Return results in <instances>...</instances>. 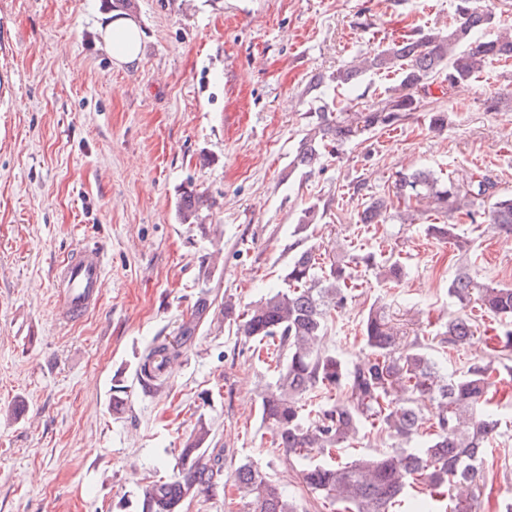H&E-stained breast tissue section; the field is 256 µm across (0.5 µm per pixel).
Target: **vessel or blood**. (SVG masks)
Listing matches in <instances>:
<instances>
[{"label": "vessel or blood", "mask_w": 512, "mask_h": 512, "mask_svg": "<svg viewBox=\"0 0 512 512\" xmlns=\"http://www.w3.org/2000/svg\"><path fill=\"white\" fill-rule=\"evenodd\" d=\"M105 272V254L100 246L85 242L75 247L56 272L60 291L59 311L73 321L95 308Z\"/></svg>", "instance_id": "vessel-or-blood-1"}]
</instances>
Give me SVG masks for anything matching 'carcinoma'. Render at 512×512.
Wrapping results in <instances>:
<instances>
[{
  "instance_id": "1",
  "label": "carcinoma",
  "mask_w": 512,
  "mask_h": 512,
  "mask_svg": "<svg viewBox=\"0 0 512 512\" xmlns=\"http://www.w3.org/2000/svg\"><path fill=\"white\" fill-rule=\"evenodd\" d=\"M492 14L456 0L452 21L445 31L428 29L415 38L394 42L366 57L359 65L338 69L329 78L317 75L312 88L330 82L344 94L368 71L393 74L398 85L387 90L379 103L360 111L319 112L313 132L302 139L293 166L311 169L319 146L337 150L371 131L397 128L420 111V92L426 80L439 77L440 92L449 95L494 63L512 60V32L482 40L475 34L492 24ZM494 184L473 175L465 188L443 181L429 171L402 176L396 197L404 201L413 220L412 204L420 215H440L443 224L426 225L427 234L450 239L457 250L471 251L469 239L455 232L453 219L467 210L471 199L489 198L483 223L512 235V193L492 194ZM208 207L204 194L188 186L178 202L182 224L202 223ZM393 201L374 197L357 212L360 229L368 231L390 216ZM319 211L304 210L296 232L309 240L316 234ZM379 271L387 284L404 276L400 260L353 247L342 255L322 256L313 246L293 251L283 278L284 286L247 306L240 314L237 333L244 341L274 348L273 379L260 392L258 413L270 430L272 443L286 459L303 463L301 484L312 495V512H478L484 487L483 466L489 445L503 425L502 402L496 400L492 362L478 361L467 370L447 373L429 354L428 344L407 336L382 305L370 307L362 323V343L368 359L348 364L336 352L319 346L327 335L333 313L356 287L355 268ZM448 294L467 309L474 304L499 320L496 358L512 360V288L483 284L474 279L471 265L460 267L448 282ZM202 298L183 325L188 338L206 309ZM474 338L473 319L463 312L448 319L439 342L462 347ZM181 354V342L156 338L148 347L139 375L141 386L162 385L161 371ZM319 400L312 420L307 403ZM390 441L373 456L350 463L332 460L333 451L369 433ZM210 426L199 421L181 450L180 470L167 479L148 481L141 490V512H182L201 496L225 491L224 449L209 448ZM329 457L317 462L314 455ZM232 480L244 500L245 512H297L296 500L258 463L239 464Z\"/></svg>"
}]
</instances>
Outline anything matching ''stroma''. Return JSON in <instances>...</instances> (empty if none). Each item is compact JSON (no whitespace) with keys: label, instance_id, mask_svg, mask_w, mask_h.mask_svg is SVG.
<instances>
[{"label":"stroma","instance_id":"obj_1","mask_svg":"<svg viewBox=\"0 0 512 512\" xmlns=\"http://www.w3.org/2000/svg\"><path fill=\"white\" fill-rule=\"evenodd\" d=\"M138 61L120 65L100 25L110 0H0V512H140L148 479L180 465L198 420L223 447L227 470L250 459L288 492L298 467L258 415L265 364L224 317L280 287L310 206L316 239L350 240L400 259L399 285L358 267L360 285L323 340L364 361L361 325L386 305L408 336L442 332L457 305L448 282L465 262L428 236L426 219H393L361 235L363 194L394 197L400 174L480 173L512 193V65L481 73L425 109L443 131L411 118L322 153L312 172L291 166L314 115L336 109L329 75L404 34L444 29L456 0H133ZM204 192V224L177 216L183 186ZM479 282L512 287V236L475 228ZM80 240L100 241L101 299L80 323L58 311L55 266ZM210 307L169 367L143 390L136 378L157 336L179 335L198 299ZM469 347L434 345L445 369L490 359L498 325L474 314ZM126 391L113 412L112 396ZM512 497V428L488 457L480 512Z\"/></svg>","mask_w":512,"mask_h":512}]
</instances>
